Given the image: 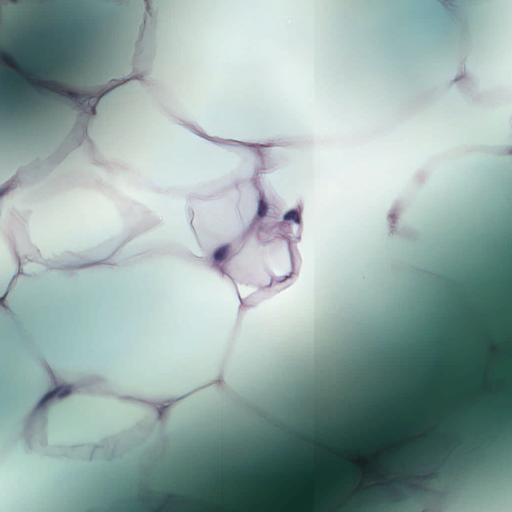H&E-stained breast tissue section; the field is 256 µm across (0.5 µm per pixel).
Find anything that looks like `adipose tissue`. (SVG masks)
I'll list each match as a JSON object with an SVG mask.
<instances>
[{
  "mask_svg": "<svg viewBox=\"0 0 512 512\" xmlns=\"http://www.w3.org/2000/svg\"><path fill=\"white\" fill-rule=\"evenodd\" d=\"M507 224L512 0H0V512L508 493Z\"/></svg>",
  "mask_w": 512,
  "mask_h": 512,
  "instance_id": "1",
  "label": "adipose tissue"
}]
</instances>
